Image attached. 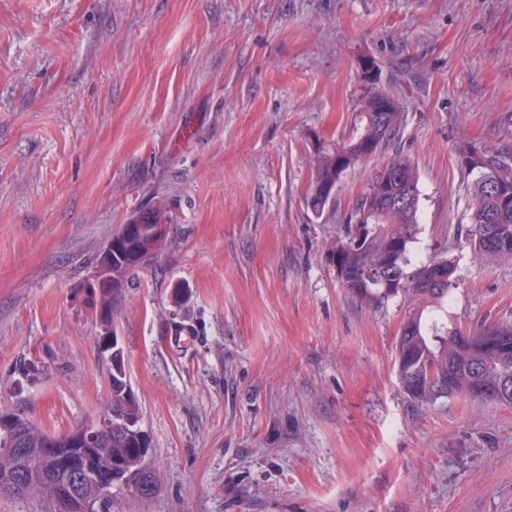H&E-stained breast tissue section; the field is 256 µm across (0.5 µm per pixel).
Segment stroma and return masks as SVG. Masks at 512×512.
I'll return each mask as SVG.
<instances>
[{
	"label": "stroma",
	"instance_id": "1",
	"mask_svg": "<svg viewBox=\"0 0 512 512\" xmlns=\"http://www.w3.org/2000/svg\"><path fill=\"white\" fill-rule=\"evenodd\" d=\"M371 60L404 129L315 216V145L346 138ZM464 142L512 144V0H0V410L55 434L103 415L82 290L161 199L159 264L113 319L159 491L123 512H512V404L416 407L409 304L361 303L330 262L407 156L410 258L454 260L449 322L512 324V262L465 240Z\"/></svg>",
	"mask_w": 512,
	"mask_h": 512
}]
</instances>
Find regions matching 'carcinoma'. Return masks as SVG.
Here are the masks:
<instances>
[{
    "instance_id": "carcinoma-1",
    "label": "carcinoma",
    "mask_w": 512,
    "mask_h": 512,
    "mask_svg": "<svg viewBox=\"0 0 512 512\" xmlns=\"http://www.w3.org/2000/svg\"><path fill=\"white\" fill-rule=\"evenodd\" d=\"M364 93L360 96V109L354 121L355 133L348 144L352 164L365 159L356 137L362 132L375 140L378 150H385L398 139L403 129V113L379 112V104L389 92L378 86V78H362ZM335 143L323 144L317 150L314 178L306 196L307 207L316 215L334 206L335 200L321 198L317 192L334 186L344 171L337 169ZM466 175L471 177L473 204L470 207L466 238L474 253L481 258L512 261V206L503 205L502 195L481 187L476 168L467 158L461 159ZM391 169L398 181L383 183L381 171ZM414 189L412 210L388 212L380 203L403 187ZM419 173L413 162L400 154L392 156L373 173L365 191L358 197L348 221L355 223L364 207L371 208L365 234L360 244H353L356 232L350 231L336 241L331 263L336 276L347 291L358 298L382 303L397 295L420 307L411 314L405 325L411 334H400L396 345V364L400 383L411 400L430 404L441 397L462 394L485 402H498L494 388L504 379L512 380V324L485 323L466 330L450 327L443 316L448 314V296L456 284L454 260L437 255L426 263L415 265L410 259V247L418 233ZM136 227L124 236L116 232L112 238V258L121 269L117 287L99 300L104 316L100 319L101 335L96 346H101L102 335L112 331V311L127 279L141 269L149 267L142 254L155 248V227L169 223L166 208L148 206L134 215ZM448 269V287L430 286L433 272L438 266ZM387 279L393 287L385 288L379 280ZM429 315L423 316V309ZM508 337L504 349L482 348L490 340ZM478 370V382L483 390L469 391L471 369ZM112 399L104 415L87 433L106 452L98 457V468L118 472L128 483L141 479L137 469L141 458L147 455L150 443L140 425V408L127 384L124 365L112 364ZM17 426L0 429V484L11 476L6 469L16 468L27 473L32 487L19 489L11 498L41 496L54 504L74 487L71 476L58 470L55 462L37 454L38 448H53L65 435L48 433L22 415H15ZM10 448H27L20 456L7 453Z\"/></svg>"
}]
</instances>
